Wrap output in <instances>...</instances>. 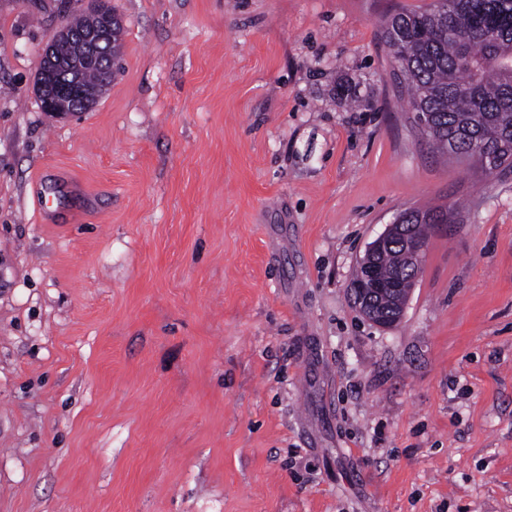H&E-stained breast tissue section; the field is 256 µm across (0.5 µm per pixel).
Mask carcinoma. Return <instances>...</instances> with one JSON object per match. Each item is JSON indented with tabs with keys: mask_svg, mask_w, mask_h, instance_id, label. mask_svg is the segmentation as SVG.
Wrapping results in <instances>:
<instances>
[{
	"mask_svg": "<svg viewBox=\"0 0 512 512\" xmlns=\"http://www.w3.org/2000/svg\"><path fill=\"white\" fill-rule=\"evenodd\" d=\"M121 36V21L109 8L105 18L74 16L48 46L42 69L74 85L69 106L82 111L96 101L107 86L105 62L120 58ZM382 37L405 74L410 105L424 119L434 148L489 175L465 142L473 136L494 152L496 171H512V0H435L424 10L389 16ZM408 214L410 238L426 244L433 225L460 212L450 207ZM375 272L397 288L371 298L389 311L406 300L421 269L395 236L377 254Z\"/></svg>",
	"mask_w": 512,
	"mask_h": 512,
	"instance_id": "carcinoma-1",
	"label": "carcinoma"
}]
</instances>
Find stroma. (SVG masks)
Instances as JSON below:
<instances>
[{"mask_svg": "<svg viewBox=\"0 0 512 512\" xmlns=\"http://www.w3.org/2000/svg\"><path fill=\"white\" fill-rule=\"evenodd\" d=\"M430 2L111 0L120 68L56 118L84 0H0V512H512V172L392 76ZM458 200L365 319L368 244Z\"/></svg>", "mask_w": 512, "mask_h": 512, "instance_id": "stroma-1", "label": "stroma"}]
</instances>
